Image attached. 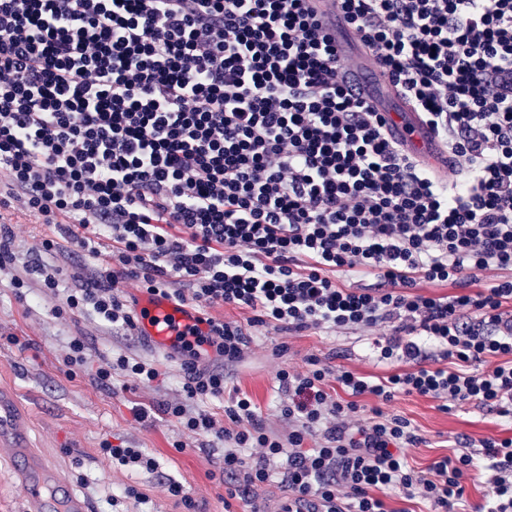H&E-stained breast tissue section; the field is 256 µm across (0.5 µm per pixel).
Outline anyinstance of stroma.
<instances>
[{
    "mask_svg": "<svg viewBox=\"0 0 512 512\" xmlns=\"http://www.w3.org/2000/svg\"><path fill=\"white\" fill-rule=\"evenodd\" d=\"M0 215L13 226L15 256L13 264L0 271V391L13 397L24 417L28 444L89 500L93 512H144V505L126 495L130 485L148 496L156 494L151 474L112 469L100 449L106 440L139 446L156 457L164 472L189 491L197 512H279L284 502L280 488H272L265 500L230 495L224 481L223 449L197 447L195 440L186 439L179 424L167 419H156L149 428L136 421L128 394L118 390L125 376H115L112 391L95 385L90 377L93 367L121 348L134 357L159 361L162 377L147 390L149 398L175 396L182 386V372L178 363L162 359L154 343L112 335L85 316L56 318L53 302L39 288H12L11 277L24 274L31 254L50 230L15 207L0 210ZM77 335L84 336L88 344L89 364L69 375L58 358ZM254 341L252 352L235 368L233 381L272 419L278 414L276 365L271 357L276 346H285L283 358L293 363L310 354H337L342 364L359 372L381 376L388 371L375 362L366 338L355 333L309 330L291 336L261 328ZM391 408L408 418L422 437L410 463L423 472L441 457L455 455V436L479 441L506 434L505 418L475 407L444 412L429 398L403 395Z\"/></svg>",
    "mask_w": 512,
    "mask_h": 512,
    "instance_id": "obj_1",
    "label": "stroma"
}]
</instances>
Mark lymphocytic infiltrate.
<instances>
[{"instance_id":"lymphocytic-infiltrate-1","label":"lymphocytic infiltrate","mask_w":512,"mask_h":512,"mask_svg":"<svg viewBox=\"0 0 512 512\" xmlns=\"http://www.w3.org/2000/svg\"><path fill=\"white\" fill-rule=\"evenodd\" d=\"M335 2L443 143V173L388 138L308 0H0V206L64 225L86 259L79 287L49 262L11 285L127 336L140 333L137 294L194 310L162 346L181 397L135 415L224 445L238 492L276 482L288 512H389L390 489L458 512L482 463L479 512H512V436L477 450L458 439L424 475L408 462L422 437L388 409L416 394L512 421V0ZM340 271L378 285H340ZM227 306L248 323L219 316ZM257 327L367 331L391 371L314 354L279 368L278 433L226 373ZM117 369L145 388L161 376L120 351L92 379L111 388ZM219 398L223 414L203 410ZM110 455L183 495L142 449Z\"/></svg>"}]
</instances>
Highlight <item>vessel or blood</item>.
Instances as JSON below:
<instances>
[{
  "label": "vessel or blood",
  "mask_w": 512,
  "mask_h": 512,
  "mask_svg": "<svg viewBox=\"0 0 512 512\" xmlns=\"http://www.w3.org/2000/svg\"><path fill=\"white\" fill-rule=\"evenodd\" d=\"M310 6L322 19L326 33L336 39L338 58L352 85L385 118L389 137L420 156L431 170L445 169L448 156L439 148L420 110L399 100L382 73H371L372 63L368 58L352 55L344 43L339 42L336 9L330 0H311ZM143 308L138 316L139 325L157 342L168 336L169 322L185 325L192 315L191 310H179L166 301L149 299ZM3 459L15 467L25 503L23 512H91L88 501L75 493L70 483L29 447L21 418L13 415L9 397L0 394V460Z\"/></svg>",
  "instance_id": "1"
}]
</instances>
